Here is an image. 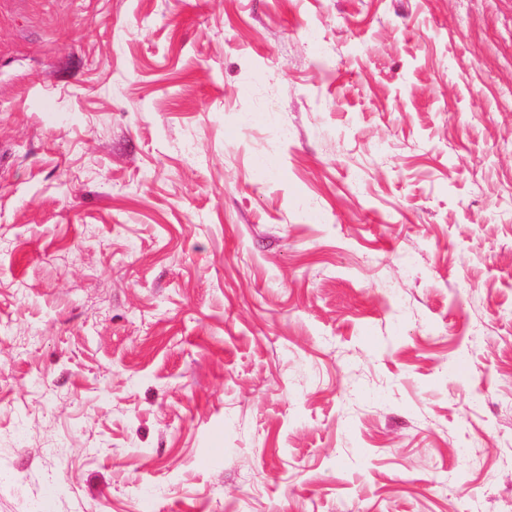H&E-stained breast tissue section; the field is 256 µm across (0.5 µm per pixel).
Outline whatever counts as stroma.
Segmentation results:
<instances>
[{"instance_id": "35a3bbf8", "label": "stroma", "mask_w": 512, "mask_h": 512, "mask_svg": "<svg viewBox=\"0 0 512 512\" xmlns=\"http://www.w3.org/2000/svg\"><path fill=\"white\" fill-rule=\"evenodd\" d=\"M0 512H512V0H0Z\"/></svg>"}]
</instances>
